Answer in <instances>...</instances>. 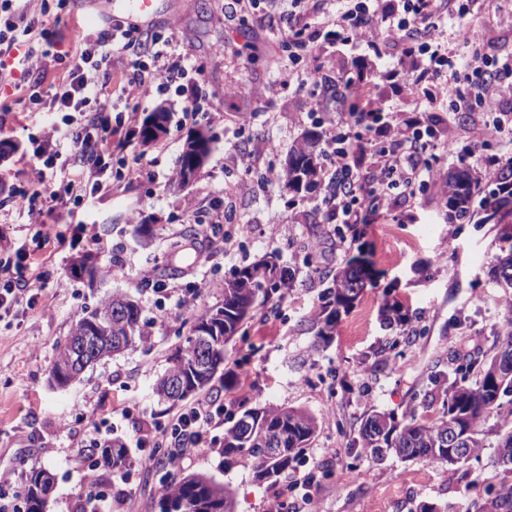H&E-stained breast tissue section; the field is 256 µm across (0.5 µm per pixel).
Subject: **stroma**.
<instances>
[{
    "instance_id": "obj_1",
    "label": "stroma",
    "mask_w": 512,
    "mask_h": 512,
    "mask_svg": "<svg viewBox=\"0 0 512 512\" xmlns=\"http://www.w3.org/2000/svg\"><path fill=\"white\" fill-rule=\"evenodd\" d=\"M161 3L151 29L189 41L192 58L203 69L194 93L205 110L182 121L183 96L144 88L136 105L139 118L160 107L170 114L167 131L156 142L131 147L146 160V174L136 175L113 159L109 190L77 213L78 220L96 226L111 251L97 250L71 224L58 227L67 239L60 250L35 238L29 217L0 225V250L16 242L40 252L48 279L37 304L0 319V469L14 472L12 492H19L20 480L32 469L47 468L56 481L46 512H78L89 495L83 471L94 462L90 437L102 443L119 437L142 465L123 480L97 469V489L108 496L112 512H157L156 487L164 473L213 477L232 491L236 512H267L286 487L298 500L297 512H416L425 502H450L464 512L494 475L491 449L445 470L395 456L377 462L354 440L361 421L374 412L399 417L413 409L421 419L439 418L441 398L418 406L414 396L432 391L434 374L452 372L453 354L481 355L496 342L506 303L491 275L500 246L497 228L449 223L437 184L410 194L393 187L379 223L342 224L329 220L319 205L325 184L298 193L286 187L282 171L289 154L308 135L325 134L343 109L328 92L314 102L298 87L309 69L326 59L333 67L324 72V83H334L354 60L364 59L369 85L395 106V123L420 118L428 144L420 155L423 164L448 170L466 156L481 172L485 165L479 155L506 164L512 143L486 133L468 110L436 102L419 112L415 98L384 77L400 47L356 48L343 20L317 28L294 81L285 82L288 15L321 14L323 0H252L237 13L228 0ZM453 5L481 25V53H512V30L498 23L500 10L512 8V0H454ZM46 118L43 112L23 111L11 89L0 90L1 203L26 188L21 171L34 161L31 139ZM200 126L213 138L211 153L192 181L176 184L168 173L178 169L188 134ZM449 137L455 141L451 150L443 146ZM268 141L277 144V152L263 151ZM245 149L256 167L248 179L239 158ZM191 199L203 209L223 201L224 233L236 240L225 256L209 259V243L199 240L200 227L185 211ZM241 224L251 226L249 236L239 235ZM173 237L195 241L187 262L171 261L167 242ZM270 253L292 271L288 296L280 311L256 317L244 339L228 347L224 376L205 396L228 414L269 405L308 410L319 419L317 435L280 485L255 482L249 459L213 451L224 436L221 423L208 433V447L156 472L147 438L154 427L167 424L177 406L158 399L154 382L168 367L175 329L192 316L191 310L177 308L178 297L194 293L197 306L213 305L237 268ZM362 253L374 273L372 282L352 308L340 311L330 341L316 343L311 322L325 275ZM84 256L101 265L114 257L119 263L111 275L91 278L73 270ZM149 266L154 269L150 285L142 277ZM115 293L135 296L154 320L151 348L104 359L68 389H50L55 344L69 335L82 309ZM388 306L400 307L407 324L385 327L381 311ZM105 405L111 406L112 418L100 425L97 413ZM312 479L316 494L309 502L302 498L303 485Z\"/></svg>"
}]
</instances>
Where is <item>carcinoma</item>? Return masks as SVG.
<instances>
[{
    "label": "carcinoma",
    "mask_w": 512,
    "mask_h": 512,
    "mask_svg": "<svg viewBox=\"0 0 512 512\" xmlns=\"http://www.w3.org/2000/svg\"><path fill=\"white\" fill-rule=\"evenodd\" d=\"M211 152V139L196 130L185 141L177 181L185 183L186 172L200 169ZM297 166L284 169L288 184L309 187L316 183L321 168V153L317 140L310 138L294 150ZM496 188L481 200L482 178L465 166L447 172L444 182L449 219L465 221L475 216L480 205L484 216L479 224H500L501 241L506 243L502 255L491 270L492 277L504 288L506 308L503 330L493 351L483 357H462L452 373H438L431 383L443 391L442 415L435 421L417 417L411 409L397 419L393 414L373 413L361 422L356 444L372 458L381 460L388 453L403 459H424L448 469L479 456L494 438L492 463L498 470V480L488 484L483 495L472 501L466 512H512V456L505 460L499 451L512 449V162L496 172ZM264 262L256 260L237 269L224 282L222 300L205 306L190 320L181 323L177 331L180 342L168 356V367L155 383V393L173 403L192 399L213 386L217 375L224 371V351L237 337L246 335V326L266 306L276 309L288 295L291 271L281 268L275 276L261 270ZM368 277L367 261L358 256L336 269L331 282L320 294V312L316 317L317 342H325L333 331L339 309L351 307ZM121 309L122 317L112 323V334L125 338L124 348L145 346L150 342L148 321L138 301L125 294H114L92 309L80 312L72 326L69 339L76 341L87 335H97L107 327L111 312ZM209 337L208 373H196L199 353V333ZM84 370L91 362L80 363L81 354L68 342L55 345V356L49 379L71 384L75 378L62 371L68 358ZM178 380L184 390H170L165 380ZM495 423H490V419ZM459 426L464 445L454 448L442 445L441 436L448 432V423ZM319 430L313 414L296 408L267 406L239 412L235 421L224 429V441L218 452L225 456L244 455L252 464L254 479L272 485L294 468V463L309 447ZM99 452L100 464L115 475L126 476L137 466L125 441L115 438L111 443L91 452ZM52 473L44 468L25 476L21 494L25 512H39L41 495ZM159 512H235L234 500L224 485L203 474H191L170 480V488L158 494Z\"/></svg>",
    "instance_id": "obj_1"
}]
</instances>
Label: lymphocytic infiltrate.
I'll return each instance as SVG.
<instances>
[{
    "label": "lymphocytic infiltrate",
    "instance_id": "1",
    "mask_svg": "<svg viewBox=\"0 0 512 512\" xmlns=\"http://www.w3.org/2000/svg\"><path fill=\"white\" fill-rule=\"evenodd\" d=\"M344 17L354 45L374 49L385 41L401 46L402 55L387 76L399 79L413 97L423 84L436 82L443 68H455L459 55L479 44L473 36L478 29L475 21L462 17L445 26L444 14L435 9L433 0H403L397 8L381 0H359ZM66 22L65 14L50 12L47 0H0V84L13 87L27 109L53 114L33 152L35 163L24 173L27 190L11 197V211L18 216H50L91 201L104 188L102 177L113 151H126L132 144L138 114L114 117L117 104L137 98L145 84H156L158 91L165 92L180 80L194 84L202 73L184 42L174 35L146 39L131 24L115 25L94 37L81 35L76 50H63L57 33ZM116 56L126 59L127 70L112 81L108 74ZM53 64L64 67L57 83L49 90H37L35 77ZM503 73L512 74V56L496 59L490 68L475 69L467 93L452 87L448 96L454 102L465 95L474 99L493 113L494 137L512 139V112L504 108L512 101V85L500 82ZM340 94L359 98L361 105L337 113V125L363 129L364 135L351 147L325 153L323 175L332 187L325 203L332 217L344 224L365 221L358 206L363 190L357 171L361 156H370L372 181L380 187L395 184L410 189L442 179L441 171L422 167L420 135L389 122L392 105L386 96L352 84L344 85ZM64 164L70 170L63 191L47 189V170ZM16 254L14 280L0 291V315L33 305L36 285L44 280L36 253L20 248ZM216 416L211 400H199L177 412L167 426L155 428L149 445L169 449L167 462L175 464L204 447Z\"/></svg>",
    "mask_w": 512,
    "mask_h": 512
}]
</instances>
